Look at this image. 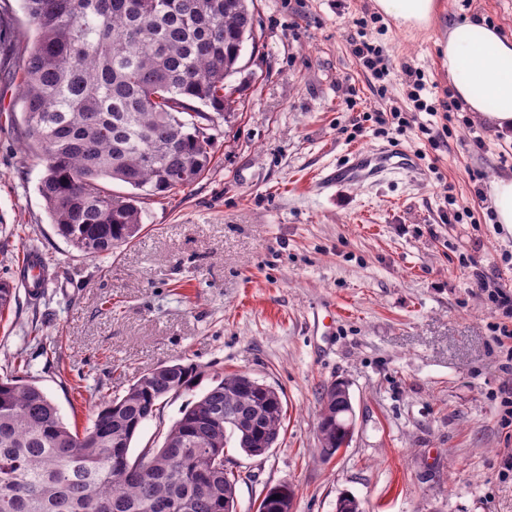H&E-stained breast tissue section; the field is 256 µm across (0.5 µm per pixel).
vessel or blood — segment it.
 I'll return each instance as SVG.
<instances>
[{
	"instance_id": "obj_1",
	"label": "vessel or blood",
	"mask_w": 512,
	"mask_h": 512,
	"mask_svg": "<svg viewBox=\"0 0 512 512\" xmlns=\"http://www.w3.org/2000/svg\"><path fill=\"white\" fill-rule=\"evenodd\" d=\"M416 168L411 154L391 150H355L347 162L326 174L320 181L321 188L327 189L340 184L363 183L389 170L413 171Z\"/></svg>"
}]
</instances>
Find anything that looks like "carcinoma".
Listing matches in <instances>:
<instances>
[{
  "label": "carcinoma",
  "instance_id": "1",
  "mask_svg": "<svg viewBox=\"0 0 512 512\" xmlns=\"http://www.w3.org/2000/svg\"><path fill=\"white\" fill-rule=\"evenodd\" d=\"M33 38L17 43L23 112L44 166L39 191L58 234L108 255L143 224L137 199L194 184L211 163L207 130L232 111L225 80L255 39L249 0H22ZM117 181L131 188L114 192ZM194 364L152 367L71 432L32 382L0 377V512H236L240 475L225 448L260 457L285 417L278 390L228 374L186 406L163 446L130 459L133 438ZM320 456L349 444L345 384L323 389ZM267 490L257 512H290Z\"/></svg>",
  "mask_w": 512,
  "mask_h": 512
}]
</instances>
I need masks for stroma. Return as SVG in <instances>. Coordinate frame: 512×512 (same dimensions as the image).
Here are the masks:
<instances>
[{
  "label": "stroma",
  "instance_id": "35a3bbf8",
  "mask_svg": "<svg viewBox=\"0 0 512 512\" xmlns=\"http://www.w3.org/2000/svg\"><path fill=\"white\" fill-rule=\"evenodd\" d=\"M436 3L418 29L374 0H254L256 39L226 80L235 110L213 132L208 170L141 199L140 237L91 257L58 234L38 191L44 167L26 150L14 58L29 25L20 0H0V277L33 249L49 262L39 296L17 286L0 314V371L33 382L81 431L149 368L197 365L193 390L141 426L134 457L161 447L218 375L275 387L286 412L277 445L260 457L228 445L238 512L278 484L293 488L292 512H335L344 494L364 512H512L499 399L512 372L495 341L503 317L474 277L512 289V228L487 199L495 177L512 176V132L465 108L452 136L434 144L421 132L444 123L429 109L452 90L449 30L476 20L511 40L512 0ZM359 39L381 49L382 80L354 57ZM418 84L421 112L409 98ZM392 108L415 122L382 135L362 118ZM381 147L414 155L417 173L312 188L351 150ZM334 381L348 386L355 427L323 461L320 394Z\"/></svg>",
  "mask_w": 512,
  "mask_h": 512
}]
</instances>
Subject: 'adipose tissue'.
<instances>
[{"label": "adipose tissue", "mask_w": 512, "mask_h": 512, "mask_svg": "<svg viewBox=\"0 0 512 512\" xmlns=\"http://www.w3.org/2000/svg\"><path fill=\"white\" fill-rule=\"evenodd\" d=\"M380 12L402 24L428 25L436 0H375ZM443 53L455 93L474 116L497 129H512V41L492 26L464 21L448 33Z\"/></svg>", "instance_id": "obj_1"}]
</instances>
